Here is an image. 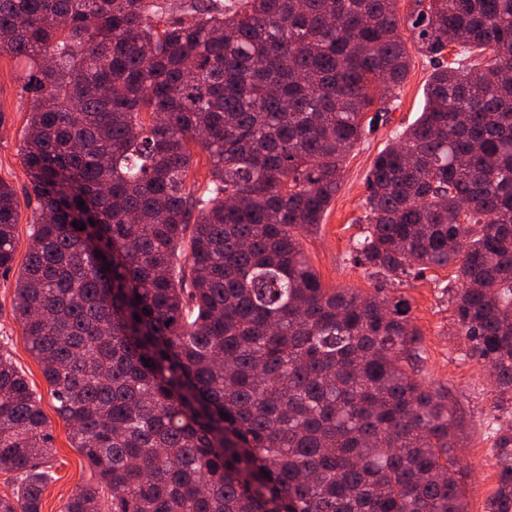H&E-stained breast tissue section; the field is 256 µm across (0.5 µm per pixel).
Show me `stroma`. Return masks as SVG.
I'll return each instance as SVG.
<instances>
[{
  "instance_id": "1",
  "label": "stroma",
  "mask_w": 512,
  "mask_h": 512,
  "mask_svg": "<svg viewBox=\"0 0 512 512\" xmlns=\"http://www.w3.org/2000/svg\"><path fill=\"white\" fill-rule=\"evenodd\" d=\"M433 69L428 58L412 53L409 73L395 92L390 112L347 156L336 197L321 224L312 233L301 236L300 242L325 287L369 293L382 285L389 296L408 301L410 319L420 333L417 377L426 385L448 386L465 425L458 456L465 467L462 481L468 512H486L487 501L497 485L491 456L492 427L498 420L512 422V396L500 393L488 367L468 356L466 341L457 334L454 305L448 294L454 267H435L399 283H384L379 276L357 265L352 252L364 231L361 218L365 212L366 178L373 160L419 116ZM26 71L25 62L0 50V180L10 183L23 201L15 237V270L0 274V347L10 352L39 398L53 434L54 453L49 460L52 479L43 494L41 512H64L78 485L89 480L90 470L71 444L42 368L30 353L23 330L13 315L15 271L22 268L27 257L33 210L26 201L29 178L21 155L29 113V101L21 87Z\"/></svg>"
}]
</instances>
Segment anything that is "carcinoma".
<instances>
[{
    "label": "carcinoma",
    "mask_w": 512,
    "mask_h": 512,
    "mask_svg": "<svg viewBox=\"0 0 512 512\" xmlns=\"http://www.w3.org/2000/svg\"><path fill=\"white\" fill-rule=\"evenodd\" d=\"M182 12L0 0V50L28 62L32 94L13 313L91 472L65 512H467L463 419L448 387L416 378L408 303L325 287L300 235L388 111L408 28L436 65L420 116L374 159L355 260L391 281L456 266L468 354L512 393V0ZM20 209L0 181L3 273ZM493 435L487 512H512V424ZM52 454L0 347V512H41ZM193 166L187 178V189L195 185L194 189L197 194H200L206 188L209 178V160L205 152L200 149H194Z\"/></svg>",
    "instance_id": "1"
}]
</instances>
